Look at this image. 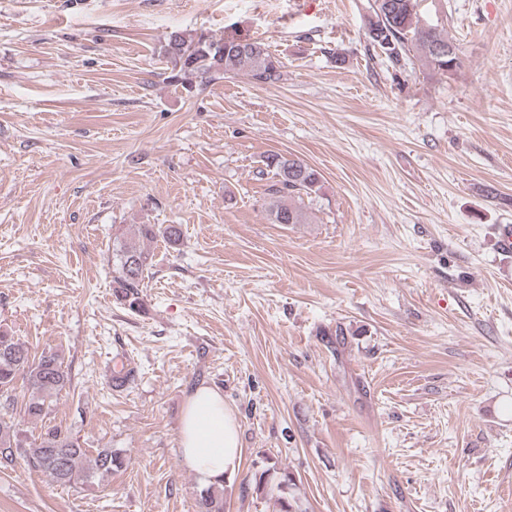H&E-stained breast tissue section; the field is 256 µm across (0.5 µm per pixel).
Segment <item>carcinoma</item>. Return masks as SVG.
I'll use <instances>...</instances> for the list:
<instances>
[{
  "instance_id": "cac0c4a2",
  "label": "carcinoma",
  "mask_w": 512,
  "mask_h": 512,
  "mask_svg": "<svg viewBox=\"0 0 512 512\" xmlns=\"http://www.w3.org/2000/svg\"><path fill=\"white\" fill-rule=\"evenodd\" d=\"M365 28L369 46L393 67L401 65L413 51L421 65L432 72L446 74L458 65L454 41L438 26L421 23L418 0H372ZM160 55L169 70V81L189 89H204L227 75L242 74L257 85L275 84L283 76L284 64L269 46L234 27L219 38L203 32L173 31L161 44ZM263 165L259 175L270 174L273 179L266 206L271 223H308V213L296 200L320 193V173L291 153H271ZM157 237L175 243L180 231L170 224H134L113 241L112 259L119 273L117 299L132 310L141 307L139 287L149 260V254L134 239ZM19 379L28 392L24 414L34 420L47 416L46 403L58 397L71 381L58 353L48 351L33 358L23 343L0 333V464L23 458L53 482L69 486L102 482L126 465L122 453L110 448H101L88 458V449L57 425L43 426L39 439L27 442L14 418L15 383ZM273 475L277 476L274 483ZM253 484L254 492L271 512H305L294 495L292 473L272 464L254 474ZM196 512H224V490L214 485L204 489Z\"/></svg>"
}]
</instances>
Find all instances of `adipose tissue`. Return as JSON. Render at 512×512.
I'll list each match as a JSON object with an SVG mask.
<instances>
[{
  "instance_id": "adipose-tissue-1",
  "label": "adipose tissue",
  "mask_w": 512,
  "mask_h": 512,
  "mask_svg": "<svg viewBox=\"0 0 512 512\" xmlns=\"http://www.w3.org/2000/svg\"><path fill=\"white\" fill-rule=\"evenodd\" d=\"M179 435L186 468L204 482L217 485L238 471L242 459L239 426L218 390L200 386L189 395Z\"/></svg>"
}]
</instances>
